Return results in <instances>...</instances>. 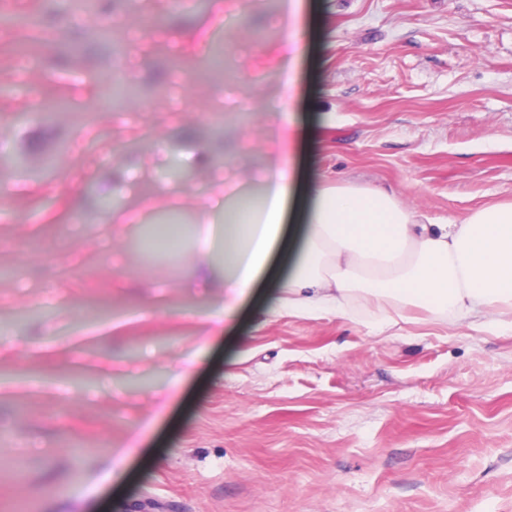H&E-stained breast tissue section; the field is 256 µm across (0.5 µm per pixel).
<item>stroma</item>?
<instances>
[{
	"mask_svg": "<svg viewBox=\"0 0 512 512\" xmlns=\"http://www.w3.org/2000/svg\"><path fill=\"white\" fill-rule=\"evenodd\" d=\"M245 2L0 0V512H512L511 330L368 296L194 336L190 201L283 105L282 0ZM311 2L304 168L437 224L512 201V0ZM163 194L185 242L146 263L120 217Z\"/></svg>",
	"mask_w": 512,
	"mask_h": 512,
	"instance_id": "1",
	"label": "stroma"
}]
</instances>
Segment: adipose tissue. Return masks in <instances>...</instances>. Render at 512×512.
Wrapping results in <instances>:
<instances>
[{
    "instance_id": "obj_1",
    "label": "adipose tissue",
    "mask_w": 512,
    "mask_h": 512,
    "mask_svg": "<svg viewBox=\"0 0 512 512\" xmlns=\"http://www.w3.org/2000/svg\"><path fill=\"white\" fill-rule=\"evenodd\" d=\"M303 11L304 0H284L280 52L288 71L305 50ZM302 141L293 116L282 113L265 140L259 202L238 223L226 221L223 170L212 172L208 198L196 201L202 283L222 288L198 335L221 333L252 296L269 314L353 320L350 302L365 286L473 328L496 325L501 309H512V203L479 208L458 224H426L383 190L303 173L296 160ZM288 218L301 222L300 236L285 234ZM281 252L291 258L287 277L276 293L255 296L257 279ZM220 254L227 263L218 281Z\"/></svg>"
}]
</instances>
